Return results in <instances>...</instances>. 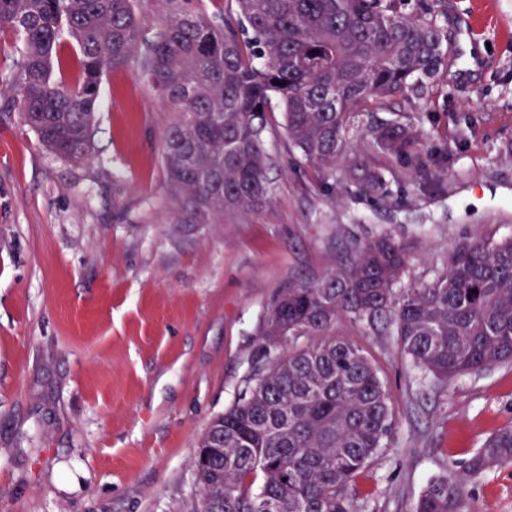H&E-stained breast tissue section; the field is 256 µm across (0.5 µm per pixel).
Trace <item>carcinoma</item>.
<instances>
[{
	"mask_svg": "<svg viewBox=\"0 0 512 512\" xmlns=\"http://www.w3.org/2000/svg\"><path fill=\"white\" fill-rule=\"evenodd\" d=\"M139 0H0L15 35L11 90L50 152L87 160L103 76L127 68L174 114L162 157L174 214L215 224L267 198L266 145L277 100L291 149L320 180L344 163L362 195L385 200L381 156L429 166L411 116L390 97L430 96L448 62V0H234L212 16L163 0L150 34ZM78 47L79 78L61 43ZM406 247L388 233L344 247L312 281L277 289L259 324L268 366L211 420L192 459V512H357L354 483L396 429L392 394L364 348L331 334L336 320L386 316L413 366L446 384L512 361V236L459 244L430 283L399 288ZM512 467V426L458 471L436 476L412 512H472L468 485Z\"/></svg>",
	"mask_w": 512,
	"mask_h": 512,
	"instance_id": "carcinoma-1",
	"label": "carcinoma"
}]
</instances>
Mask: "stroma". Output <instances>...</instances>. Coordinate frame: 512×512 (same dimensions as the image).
I'll return each instance as SVG.
<instances>
[{
    "label": "stroma",
    "instance_id": "1",
    "mask_svg": "<svg viewBox=\"0 0 512 512\" xmlns=\"http://www.w3.org/2000/svg\"><path fill=\"white\" fill-rule=\"evenodd\" d=\"M452 54L414 107L443 154L438 189L381 159L392 198L324 190L288 146L268 148L271 196L219 224H179L162 158L170 120L129 70L101 84L91 157L43 148L10 85L19 54L0 32V512H190L199 435L255 368L276 288L315 278L354 239L391 233L412 288L470 238L512 235V0H448ZM393 396L397 429L356 479L362 512H411L426 482L459 469L512 423V362L433 385L383 320H338ZM475 512H512V468L470 483Z\"/></svg>",
    "mask_w": 512,
    "mask_h": 512
}]
</instances>
